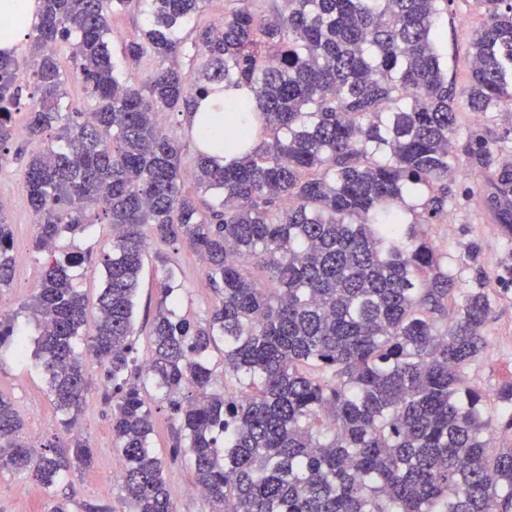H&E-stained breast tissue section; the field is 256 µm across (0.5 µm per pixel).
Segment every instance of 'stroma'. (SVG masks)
Returning a JSON list of instances; mask_svg holds the SVG:
<instances>
[{
  "label": "stroma",
  "mask_w": 512,
  "mask_h": 512,
  "mask_svg": "<svg viewBox=\"0 0 512 512\" xmlns=\"http://www.w3.org/2000/svg\"><path fill=\"white\" fill-rule=\"evenodd\" d=\"M481 17L472 0H454L442 21L443 45L448 56V79L457 98H464L471 66L469 43ZM28 98H21L15 112L17 133L5 164L0 165V216L12 228L14 277L5 296L12 300L18 315V334L33 339L37 330L20 306L38 289L45 270V257L34 251L32 243L38 233L37 219L21 187L29 157L41 150L42 140L30 138L25 130ZM158 123L178 138L186 166L184 187L195 192L192 163L199 148L181 112H162ZM480 137L496 148L492 167L473 166L467 147L472 137ZM453 173L448 178L449 204L439 220L428 227V238L449 263L458 265L461 287L474 282L475 268L466 262L471 242L481 246L480 267L493 273L512 264V244L507 243L491 201V181L498 169H512V112H490L474 116L460 112V128L453 140ZM167 253L181 284L177 316L191 320L206 317L216 294L197 255L184 243L166 245L148 239L136 298L134 337L135 355L147 360L151 355L149 328L158 303L163 270L155 260L156 253ZM496 295L485 334L487 345L466 371L465 383L482 393L487 401H495L499 389L512 381V283L492 282ZM90 391L79 418L83 435L94 450V464L88 471L73 475L76 502L101 501L112 505L114 512H125L122 491L115 474L121 471L123 459L112 435V409L105 405L100 392L106 379L101 366L88 368ZM0 393L10 396L25 422L26 437L35 443L46 442L60 432V415L48 396L46 381L31 363L19 361L13 344L0 347ZM193 474L189 463L168 468V486L176 512H208L203 498L191 494ZM45 503L42 489L33 478L0 472V512H18L20 496Z\"/></svg>",
  "instance_id": "obj_1"
}]
</instances>
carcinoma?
Here are the masks:
<instances>
[{"instance_id": "carcinoma-1", "label": "carcinoma", "mask_w": 512, "mask_h": 512, "mask_svg": "<svg viewBox=\"0 0 512 512\" xmlns=\"http://www.w3.org/2000/svg\"><path fill=\"white\" fill-rule=\"evenodd\" d=\"M144 1L149 29L123 55L154 70L135 87L117 77L104 10ZM204 2L41 0L26 33V132L54 137L22 177L40 216L33 249L49 263L21 309L66 437L35 453L0 393V471L33 476L47 512H71L64 482L94 459L75 430L88 390L82 344L106 368L129 512H175L147 381L173 416L172 459L188 458L210 512H512V448L491 446L494 416L464 386L486 345L490 277L480 270L459 287L426 231L448 205L459 127L438 35L451 0H281L272 15L242 6L217 29L192 28L188 46L179 32ZM475 3L485 22L470 43L466 105L512 112V0ZM62 43L95 103L88 114L63 103ZM188 51L192 76L174 65ZM20 67L0 53V158L16 132ZM217 85L240 95L224 103V134L202 141L194 178L222 191L219 209L184 191L182 147L156 124L160 112H195ZM256 136L264 145L251 150ZM221 151L243 155L223 166L209 156ZM494 154L476 140L470 159L486 168ZM494 189L512 235V170ZM96 208L112 243L89 333L70 274L86 255L58 257L57 239L82 232ZM146 228L204 259L217 301L202 324L176 316L167 272L140 365ZM11 239L0 218V289L13 280ZM219 340L222 381L209 361ZM498 401L512 425V382Z\"/></svg>"}]
</instances>
